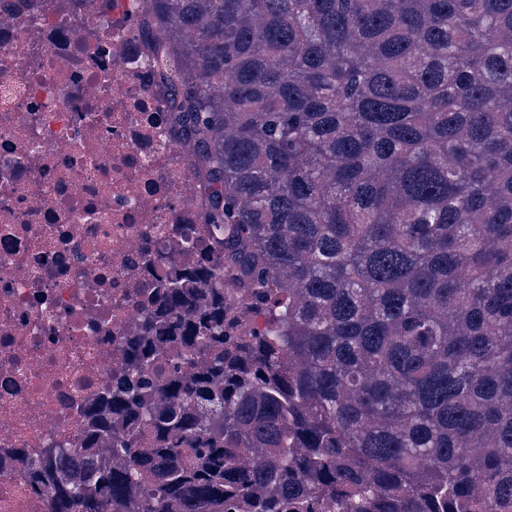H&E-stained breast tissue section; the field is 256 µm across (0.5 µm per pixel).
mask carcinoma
I'll return each mask as SVG.
<instances>
[{"instance_id":"cac0c4a2","label":"carcinoma","mask_w":512,"mask_h":512,"mask_svg":"<svg viewBox=\"0 0 512 512\" xmlns=\"http://www.w3.org/2000/svg\"><path fill=\"white\" fill-rule=\"evenodd\" d=\"M145 2L214 251L46 512H512V0Z\"/></svg>"}]
</instances>
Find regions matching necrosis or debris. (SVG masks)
<instances>
[{
    "label": "necrosis or debris",
    "mask_w": 512,
    "mask_h": 512,
    "mask_svg": "<svg viewBox=\"0 0 512 512\" xmlns=\"http://www.w3.org/2000/svg\"><path fill=\"white\" fill-rule=\"evenodd\" d=\"M0 8V512H42L22 458L82 454L93 404L138 335L140 281L197 263L202 197L148 62L143 0ZM190 224L194 239L173 233ZM157 255L142 264L145 249Z\"/></svg>",
    "instance_id": "1"
}]
</instances>
